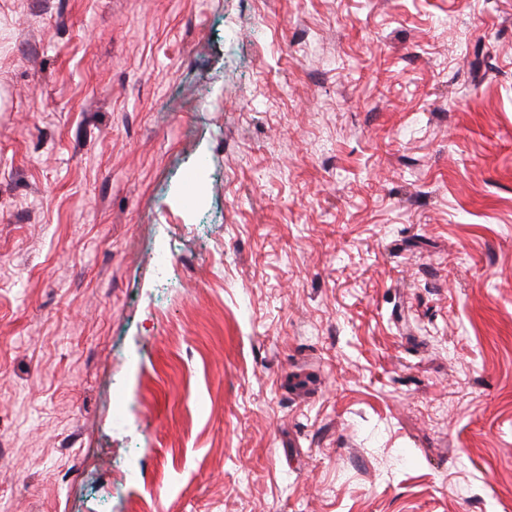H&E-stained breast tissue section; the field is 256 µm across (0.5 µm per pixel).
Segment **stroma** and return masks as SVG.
<instances>
[{
  "instance_id": "35a3bbf8",
  "label": "stroma",
  "mask_w": 512,
  "mask_h": 512,
  "mask_svg": "<svg viewBox=\"0 0 512 512\" xmlns=\"http://www.w3.org/2000/svg\"><path fill=\"white\" fill-rule=\"evenodd\" d=\"M0 512H512V0H0Z\"/></svg>"
}]
</instances>
